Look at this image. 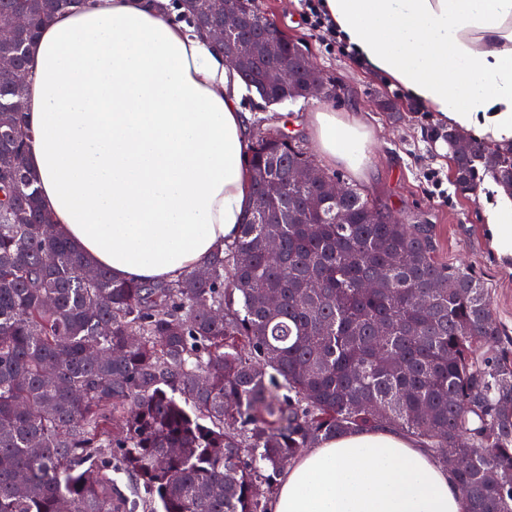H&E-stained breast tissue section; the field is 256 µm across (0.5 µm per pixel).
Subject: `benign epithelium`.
I'll list each match as a JSON object with an SVG mask.
<instances>
[{"instance_id":"7a95c632","label":"benign epithelium","mask_w":512,"mask_h":512,"mask_svg":"<svg viewBox=\"0 0 512 512\" xmlns=\"http://www.w3.org/2000/svg\"><path fill=\"white\" fill-rule=\"evenodd\" d=\"M223 20L204 22L200 29L224 51L225 62L268 104L286 100V95L325 98L328 87L307 50L297 46L277 25L269 34H250L256 20L244 0H220ZM19 12H0V38L14 39L25 27ZM322 200H334L344 191L335 177L318 173Z\"/></svg>"}]
</instances>
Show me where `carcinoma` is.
I'll return each instance as SVG.
<instances>
[{"label": "carcinoma", "instance_id": "cac0c4a2", "mask_svg": "<svg viewBox=\"0 0 512 512\" xmlns=\"http://www.w3.org/2000/svg\"><path fill=\"white\" fill-rule=\"evenodd\" d=\"M79 2L0 0L29 10L22 47L0 41V69L27 65L39 31ZM24 94L0 83V105L19 106L0 127V512H269L300 449L378 427L427 449L466 512H512V340L484 283L438 260L431 225L350 187L297 217L319 188L288 169L314 160L259 127L251 215L275 205L281 222L241 225L208 278L115 280L41 207ZM472 145L453 159L458 189L476 191L483 169L512 195V146Z\"/></svg>", "mask_w": 512, "mask_h": 512}]
</instances>
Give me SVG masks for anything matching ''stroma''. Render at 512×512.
I'll return each instance as SVG.
<instances>
[{"mask_svg":"<svg viewBox=\"0 0 512 512\" xmlns=\"http://www.w3.org/2000/svg\"><path fill=\"white\" fill-rule=\"evenodd\" d=\"M259 3L288 37L307 47L325 81L340 93L268 107L248 92L243 105L252 120L285 122L306 137L317 112L358 113L372 140L368 175L362 179L339 167L335 176L409 222L431 225L439 260L467 266L484 282L495 322L512 338V264L487 247L484 209L489 196L460 193L453 183L448 143L437 136L445 122L410 100L399 86L347 57L340 43H329L323 30L310 26L300 0ZM386 99L399 105V113L382 109Z\"/></svg>","mask_w":512,"mask_h":512,"instance_id":"stroma-1","label":"stroma"}]
</instances>
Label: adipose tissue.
<instances>
[{
	"instance_id": "obj_1",
	"label": "adipose tissue",
	"mask_w": 512,
	"mask_h": 512,
	"mask_svg": "<svg viewBox=\"0 0 512 512\" xmlns=\"http://www.w3.org/2000/svg\"><path fill=\"white\" fill-rule=\"evenodd\" d=\"M339 41L472 140L512 145V0H321ZM181 0H89L33 42L26 166L55 232L113 277L173 280L237 238L252 205L237 75ZM323 164L362 174L363 123L314 117ZM512 262V195L485 211ZM270 512H465L446 469L375 428L303 450Z\"/></svg>"
}]
</instances>
